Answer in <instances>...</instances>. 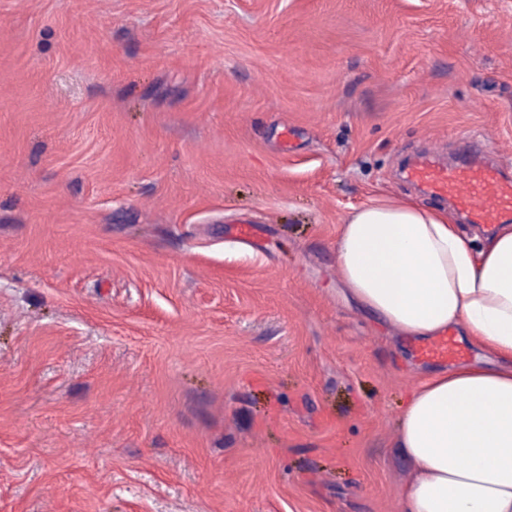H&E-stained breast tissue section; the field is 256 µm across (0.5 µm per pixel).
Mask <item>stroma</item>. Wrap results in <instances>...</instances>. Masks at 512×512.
Masks as SVG:
<instances>
[{"instance_id": "1", "label": "stroma", "mask_w": 512, "mask_h": 512, "mask_svg": "<svg viewBox=\"0 0 512 512\" xmlns=\"http://www.w3.org/2000/svg\"><path fill=\"white\" fill-rule=\"evenodd\" d=\"M467 138L512 0H0V512H397L441 364L336 236Z\"/></svg>"}]
</instances>
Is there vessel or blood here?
<instances>
[{"mask_svg":"<svg viewBox=\"0 0 512 512\" xmlns=\"http://www.w3.org/2000/svg\"><path fill=\"white\" fill-rule=\"evenodd\" d=\"M407 176L428 196L450 199L471 223L498 224L512 215V179L487 161L480 144H471L463 161L449 165L427 158L411 166ZM416 353L425 360L445 362L461 357L463 350L453 336L444 334L419 346Z\"/></svg>","mask_w":512,"mask_h":512,"instance_id":"obj_1","label":"vessel or blood"}]
</instances>
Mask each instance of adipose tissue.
<instances>
[{"mask_svg":"<svg viewBox=\"0 0 512 512\" xmlns=\"http://www.w3.org/2000/svg\"><path fill=\"white\" fill-rule=\"evenodd\" d=\"M348 292L402 336L462 328L491 362L419 378L399 416V512H512V224L476 241L448 213L381 196L336 237Z\"/></svg>","mask_w":512,"mask_h":512,"instance_id":"obj_1","label":"adipose tissue"}]
</instances>
